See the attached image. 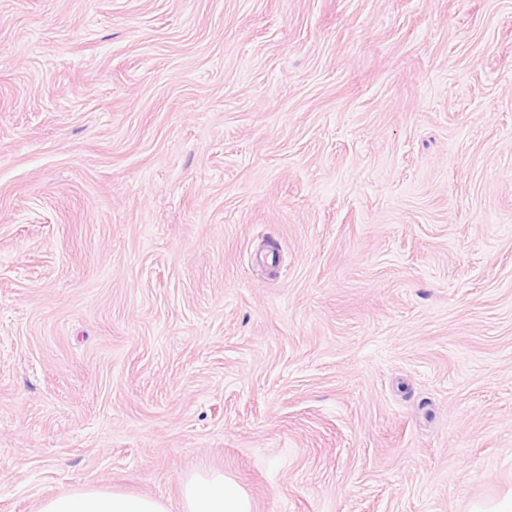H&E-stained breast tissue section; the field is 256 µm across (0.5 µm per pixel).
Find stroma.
I'll return each mask as SVG.
<instances>
[{"instance_id":"obj_1","label":"stroma","mask_w":512,"mask_h":512,"mask_svg":"<svg viewBox=\"0 0 512 512\" xmlns=\"http://www.w3.org/2000/svg\"><path fill=\"white\" fill-rule=\"evenodd\" d=\"M208 469L512 490V0H0V512Z\"/></svg>"}]
</instances>
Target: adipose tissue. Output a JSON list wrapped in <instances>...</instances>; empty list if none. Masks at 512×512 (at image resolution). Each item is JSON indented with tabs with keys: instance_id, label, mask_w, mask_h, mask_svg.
<instances>
[{
	"instance_id": "adipose-tissue-1",
	"label": "adipose tissue",
	"mask_w": 512,
	"mask_h": 512,
	"mask_svg": "<svg viewBox=\"0 0 512 512\" xmlns=\"http://www.w3.org/2000/svg\"><path fill=\"white\" fill-rule=\"evenodd\" d=\"M181 498L183 512H249L247 502L226 487L220 471L188 478L181 486ZM39 512H169V506L159 498L109 487H77L43 499Z\"/></svg>"
}]
</instances>
